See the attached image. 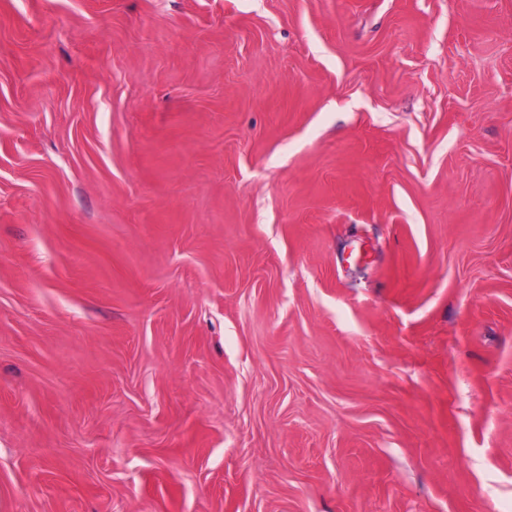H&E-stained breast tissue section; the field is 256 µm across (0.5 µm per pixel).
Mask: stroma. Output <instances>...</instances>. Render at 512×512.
<instances>
[{
    "instance_id": "1",
    "label": "stroma",
    "mask_w": 512,
    "mask_h": 512,
    "mask_svg": "<svg viewBox=\"0 0 512 512\" xmlns=\"http://www.w3.org/2000/svg\"><path fill=\"white\" fill-rule=\"evenodd\" d=\"M0 512H512V0H0Z\"/></svg>"
}]
</instances>
